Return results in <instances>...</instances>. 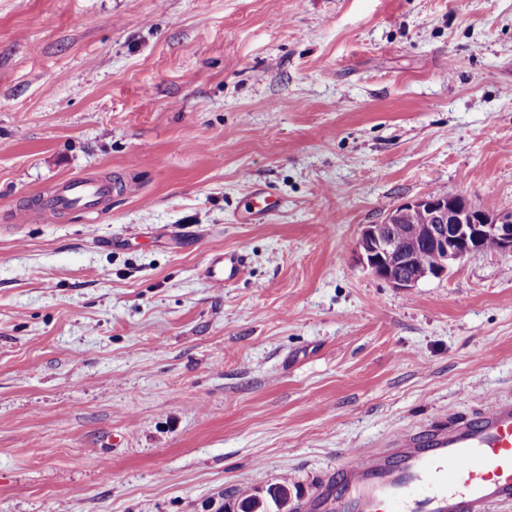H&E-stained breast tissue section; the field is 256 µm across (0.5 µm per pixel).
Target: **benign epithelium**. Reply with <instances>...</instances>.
Here are the masks:
<instances>
[{"label":"benign epithelium","instance_id":"benign-epithelium-1","mask_svg":"<svg viewBox=\"0 0 512 512\" xmlns=\"http://www.w3.org/2000/svg\"><path fill=\"white\" fill-rule=\"evenodd\" d=\"M415 217L422 241L439 256L435 267H419L407 255L410 239L403 243L391 234L394 226ZM492 239L497 252L512 255V210L489 213L472 205L460 193L442 199L422 195L392 209L379 224L362 226L355 250L360 263L374 276L398 288H413L428 278H443L453 266L482 250Z\"/></svg>","mask_w":512,"mask_h":512}]
</instances>
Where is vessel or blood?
Masks as SVG:
<instances>
[{
    "mask_svg": "<svg viewBox=\"0 0 512 512\" xmlns=\"http://www.w3.org/2000/svg\"><path fill=\"white\" fill-rule=\"evenodd\" d=\"M113 191L91 177L63 181L42 201L45 211L92 210ZM273 207L265 191H253L242 215L258 223ZM244 257L225 251L205 269L216 288L235 282ZM512 502V400L496 398L475 416L392 447L351 453L349 460L307 500L301 512H491Z\"/></svg>",
    "mask_w": 512,
    "mask_h": 512,
    "instance_id": "1",
    "label": "vessel or blood"
}]
</instances>
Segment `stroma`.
<instances>
[{
    "label": "stroma",
    "instance_id": "35a3bbf8",
    "mask_svg": "<svg viewBox=\"0 0 512 512\" xmlns=\"http://www.w3.org/2000/svg\"><path fill=\"white\" fill-rule=\"evenodd\" d=\"M74 176L127 190L43 218ZM435 188L512 209V0H0V512L303 500L512 397V256L355 259ZM269 198L263 190L253 191L247 202V208L241 216L242 220L258 223L265 219L273 208V202ZM243 266L244 256L242 254L225 251L208 261L204 269V275L214 288L222 289L239 278ZM275 486L271 487L274 492ZM267 491L268 499L260 492L249 494L243 498H238L232 505L235 511L241 512H288V488L283 485L277 486L275 494ZM237 504V506H236ZM275 508L276 510H271ZM239 509V510H238Z\"/></svg>",
    "mask_w": 512,
    "mask_h": 512
}]
</instances>
